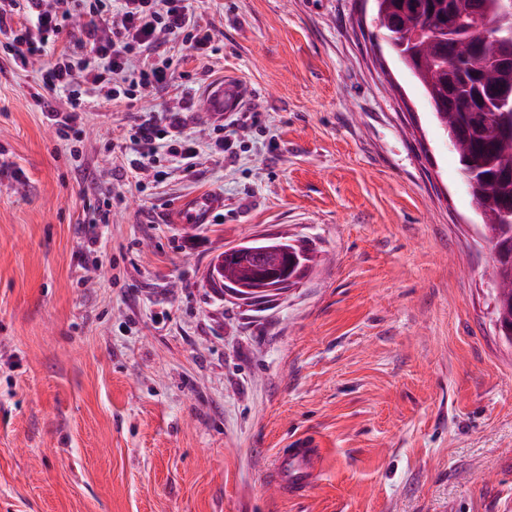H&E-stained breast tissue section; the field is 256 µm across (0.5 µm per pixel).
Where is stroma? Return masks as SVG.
<instances>
[{"mask_svg":"<svg viewBox=\"0 0 512 512\" xmlns=\"http://www.w3.org/2000/svg\"><path fill=\"white\" fill-rule=\"evenodd\" d=\"M214 50L173 45L166 90L89 92L78 157L31 91L48 56L0 59V512H512V345L458 158L373 0H196ZM251 92L231 154L202 107ZM186 106L194 171L141 189L113 145ZM222 200L204 224L179 205ZM109 207L97 267L83 226ZM315 252L284 299L205 284L228 246ZM321 472L267 483L294 438ZM248 93L237 79L224 77L223 81L213 85L206 93V112L214 118L238 112L244 105Z\"/></svg>","mask_w":512,"mask_h":512,"instance_id":"stroma-1","label":"stroma"}]
</instances>
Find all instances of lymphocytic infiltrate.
Masks as SVG:
<instances>
[{"mask_svg": "<svg viewBox=\"0 0 512 512\" xmlns=\"http://www.w3.org/2000/svg\"><path fill=\"white\" fill-rule=\"evenodd\" d=\"M115 13L119 24L108 26ZM76 17L85 21L89 52L63 49L41 71L34 95L62 140L76 134L86 109L78 81L104 90L112 101L130 103L167 83L172 66L168 42L198 54L212 47L213 35L196 24L189 0H0V33L11 35L4 51L17 67H27L30 57L46 53ZM57 89L69 93L66 109L57 108L50 96ZM186 125L185 112L177 107L141 117L131 138L133 152L120 155L119 179L143 184L161 147L185 168L195 167L199 151Z\"/></svg>", "mask_w": 512, "mask_h": 512, "instance_id": "obj_1", "label": "lymphocytic infiltrate"}]
</instances>
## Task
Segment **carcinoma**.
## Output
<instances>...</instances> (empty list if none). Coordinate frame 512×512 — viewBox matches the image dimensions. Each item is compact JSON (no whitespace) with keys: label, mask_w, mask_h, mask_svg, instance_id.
<instances>
[{"label":"carcinoma","mask_w":512,"mask_h":512,"mask_svg":"<svg viewBox=\"0 0 512 512\" xmlns=\"http://www.w3.org/2000/svg\"><path fill=\"white\" fill-rule=\"evenodd\" d=\"M380 30L393 56L403 60L404 42L412 43L415 78L447 136L462 177L473 189L485 237L491 245V279L501 288L495 318L512 327V216L503 207L512 200V146L500 142L512 128V98L487 94L485 74L493 71L512 86V66L502 67L497 44L512 40L509 0H374Z\"/></svg>","instance_id":"1"}]
</instances>
